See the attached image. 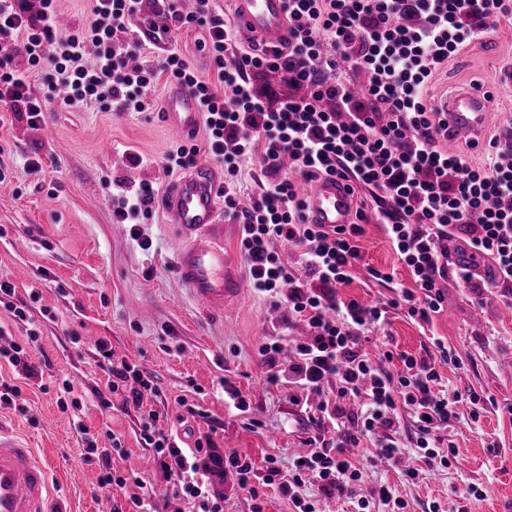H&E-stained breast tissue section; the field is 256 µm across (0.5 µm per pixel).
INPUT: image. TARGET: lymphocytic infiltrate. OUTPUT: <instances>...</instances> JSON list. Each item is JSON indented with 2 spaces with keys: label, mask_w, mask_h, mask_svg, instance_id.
Listing matches in <instances>:
<instances>
[{
  "label": "lymphocytic infiltrate",
  "mask_w": 512,
  "mask_h": 512,
  "mask_svg": "<svg viewBox=\"0 0 512 512\" xmlns=\"http://www.w3.org/2000/svg\"><path fill=\"white\" fill-rule=\"evenodd\" d=\"M54 2L0 0V105L34 126L61 87L66 102H102L125 113L151 109L144 90L160 75L185 83L201 101L208 133L203 151L224 167V216L241 226L240 248L253 288L314 330L296 343L288 366L279 364V342L263 343L259 353L270 380L284 377L319 395L316 409L321 420L331 422L334 436L297 457L286 476L272 458L264 475L256 476L252 462L236 453L225 456V472L252 499L274 485L297 512H316L301 493L305 483L339 498L354 496L363 483L364 469L348 459V448L380 431L376 457L403 455L395 438L402 405L413 410L425 437L420 448L427 465L451 466L456 448L430 447L426 437L455 418L460 401H469L471 419H479L482 402L474 392L437 391L435 364L451 360V351L438 338L432 341L434 359L385 351L386 360L402 365L392 373L375 366L362 345L388 309L402 307L409 317L429 321L443 306L448 274L470 283L468 269L449 271L443 240L465 235L473 255L490 259L504 280H512V128L490 140L485 164L474 167L437 139L441 120L427 102L428 83L439 67L500 19H512V0H287L293 22L288 49L268 55L240 46L216 0H194L187 13L172 4L156 10L149 21L153 40L190 25L205 30L216 73L212 81L198 77L174 52L155 67L135 64L140 40L119 42L114 34L132 26L141 0H94L92 21L68 34L55 24ZM18 39L26 46L22 68L13 56ZM90 45L97 57L91 66L84 61ZM265 71L277 73L279 91H256L252 78ZM33 72L42 74L41 87L31 85ZM252 156L275 180L243 210L236 177L241 160ZM322 175L367 190L377 204L374 213L357 210L355 223L334 229L308 223L296 182ZM154 201L151 185L112 186V215L119 223H142ZM372 220L383 225L413 285L376 305L338 299L337 286L362 259L358 239ZM277 241L301 250L304 277L289 272L273 248ZM97 349L108 375L105 391L96 394L100 407L111 409L119 393L124 406L142 409L157 393L153 380L137 364L113 361L106 341ZM328 381L337 386L336 398L323 394ZM344 399L363 400L367 407L352 431L343 422ZM157 419L148 411L142 425L157 463L199 500L201 512H223L221 504L210 502L200 473L203 443L181 447L177 437L156 430Z\"/></svg>",
  "instance_id": "obj_1"
}]
</instances>
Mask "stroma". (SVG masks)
I'll return each mask as SVG.
<instances>
[{
  "label": "stroma",
  "mask_w": 512,
  "mask_h": 512,
  "mask_svg": "<svg viewBox=\"0 0 512 512\" xmlns=\"http://www.w3.org/2000/svg\"><path fill=\"white\" fill-rule=\"evenodd\" d=\"M146 48L137 62L153 65L169 51H178L198 71L214 78L209 56L197 50L204 37L197 28L171 31L165 41L151 43L138 30ZM512 68V20H500L482 39L465 46L440 68L429 84L430 99L459 87L475 85L488 93L495 123L478 138L477 148H463L472 165H482L489 140L512 121V83L502 80ZM178 145L155 111L116 114L100 104L69 106L52 103L40 126L26 118L0 114V279L15 289L14 303L27 304L40 328L38 343L27 355L37 370L67 376L81 396L80 416L62 411L55 390L24 386L23 409L0 407V422L32 436L50 464L58 486L60 512H98L100 470L88 459L76 423H83L106 446L101 432L117 434L123 455L112 458L115 473L124 474L132 460H142L137 473L145 490L157 491V512H196L175 494L171 481L152 462V450L141 437L143 414L124 408L113 396L111 410H102L93 394L104 387L106 374L95 346L73 345L69 335L108 341L114 360H128L150 376L158 390L150 403L157 429L182 440L211 438L218 454L250 458L264 473L267 457L281 471L311 442L331 438V423L317 424L293 403L291 386L271 384L259 346L269 339L311 335V327L286 309H272L266 294L246 288L241 301L221 316L200 314L175 273L176 235L160 210L141 224L151 246L142 249L130 225L112 218L109 199L114 181L130 188L152 173V185L164 193L175 173L166 157ZM144 157L132 167L126 151ZM39 158L42 169L29 173L28 161ZM362 261L348 283L337 286L338 299L374 303L411 287L408 270L399 262L383 226L369 223L361 236ZM392 274L389 282L372 278L370 269ZM445 309L422 323L405 309L392 308L384 324L363 346L376 364L400 370L399 361L385 362L386 349L426 357L432 339H441L456 356L438 366L441 389L482 396L480 418L471 421L468 405L434 430L439 448L455 446L451 467L433 469L420 458L415 420L400 408L399 438L407 450L395 462L369 465L368 486L385 483L405 503L404 512H512V281L497 282L478 274L471 286L456 278L443 283ZM229 379L249 409L230 410L218 386ZM195 416H186V406ZM417 468L405 480V467ZM477 495H469V488Z\"/></svg>",
  "instance_id": "stroma-1"
}]
</instances>
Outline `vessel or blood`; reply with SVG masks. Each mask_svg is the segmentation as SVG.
Here are the masks:
<instances>
[{
  "label": "vessel or blood",
  "mask_w": 512,
  "mask_h": 512,
  "mask_svg": "<svg viewBox=\"0 0 512 512\" xmlns=\"http://www.w3.org/2000/svg\"><path fill=\"white\" fill-rule=\"evenodd\" d=\"M240 42L260 50L283 49L290 30L285 0H233ZM442 132L449 142L473 141L489 124L480 92L459 88L439 98ZM163 122L177 139L192 136L200 120V100L183 84L165 97ZM222 183L216 169L199 165L176 178L158 202L166 223L177 234L179 280L198 311L220 315L234 307L243 290L244 274L234 254L224 247L219 214ZM308 220L337 227L353 223L357 199L346 182L323 176L305 191ZM51 475L30 442L0 428V512H50Z\"/></svg>",
  "instance_id": "1"
}]
</instances>
